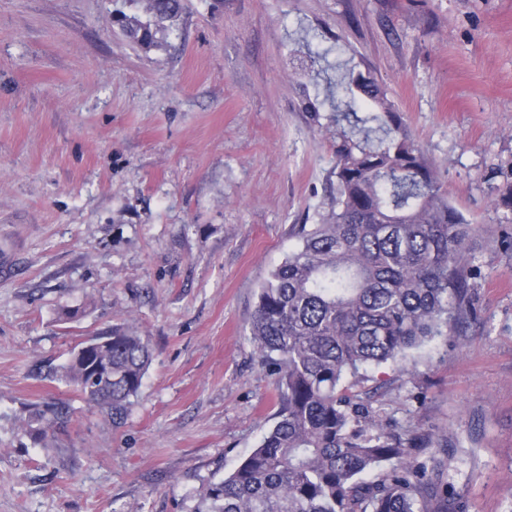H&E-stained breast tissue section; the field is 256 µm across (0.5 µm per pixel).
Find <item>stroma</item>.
<instances>
[{
    "label": "stroma",
    "mask_w": 512,
    "mask_h": 512,
    "mask_svg": "<svg viewBox=\"0 0 512 512\" xmlns=\"http://www.w3.org/2000/svg\"><path fill=\"white\" fill-rule=\"evenodd\" d=\"M112 0H0V512H193L273 423L247 324L327 201L303 109L370 72L476 239L480 320L368 368L400 428L448 438L465 512H512V0H185L144 50ZM75 311L64 319L65 311ZM125 325L152 360L118 424L57 372ZM67 407L43 442L31 403Z\"/></svg>",
    "instance_id": "obj_1"
}]
</instances>
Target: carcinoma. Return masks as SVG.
Segmentation results:
<instances>
[{"mask_svg": "<svg viewBox=\"0 0 512 512\" xmlns=\"http://www.w3.org/2000/svg\"><path fill=\"white\" fill-rule=\"evenodd\" d=\"M112 23L143 49L177 31L182 0H128ZM336 88L365 107L363 137L331 132L330 202L301 224L298 247L259 289L248 336L273 378L278 410L260 445L199 493L194 512H457L438 455L444 435L399 429L352 388L370 366L403 361L476 318L482 228L448 201L434 166L371 74ZM496 208L512 221V183ZM151 362L149 340L116 325L78 344L61 376L119 423ZM63 416L30 405L21 431L42 441ZM434 449L431 467L415 462Z\"/></svg>", "mask_w": 512, "mask_h": 512, "instance_id": "obj_1", "label": "carcinoma"}]
</instances>
